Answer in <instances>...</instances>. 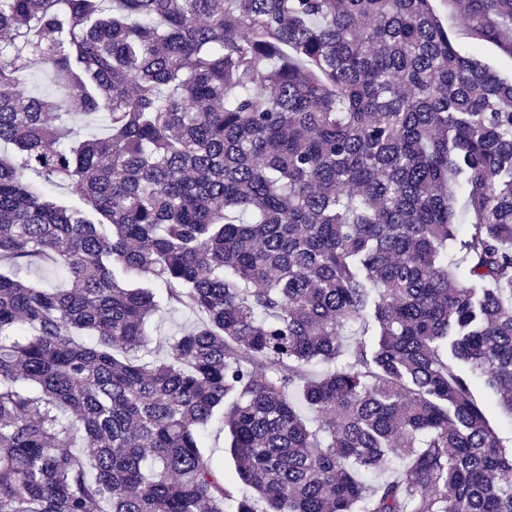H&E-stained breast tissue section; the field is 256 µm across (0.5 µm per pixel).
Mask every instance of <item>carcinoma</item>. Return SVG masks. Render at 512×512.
I'll list each match as a JSON object with an SVG mask.
<instances>
[{
    "label": "carcinoma",
    "instance_id": "1",
    "mask_svg": "<svg viewBox=\"0 0 512 512\" xmlns=\"http://www.w3.org/2000/svg\"><path fill=\"white\" fill-rule=\"evenodd\" d=\"M433 2L0 0V512H512V78ZM449 24L452 26V35L461 50L484 60L502 76L512 73V56L501 51L493 42L473 40L466 29L459 24V20H452ZM193 318L180 310H171L163 314V317L153 324L154 334L161 337H170L181 330L191 327ZM207 445L206 453L212 455L216 462L224 465V477L228 482L233 483L235 479L234 466L228 453H224V448L228 444L224 426L221 422L215 421L209 426Z\"/></svg>",
    "mask_w": 512,
    "mask_h": 512
}]
</instances>
